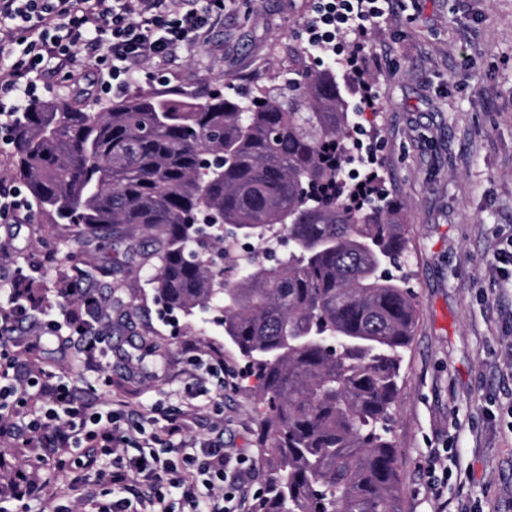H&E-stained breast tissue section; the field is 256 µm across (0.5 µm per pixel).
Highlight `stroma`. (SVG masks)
Segmentation results:
<instances>
[{
    "label": "stroma",
    "instance_id": "1",
    "mask_svg": "<svg viewBox=\"0 0 512 512\" xmlns=\"http://www.w3.org/2000/svg\"><path fill=\"white\" fill-rule=\"evenodd\" d=\"M313 0H224L207 42L139 65L128 94L203 96L283 85L289 69H320L305 49ZM365 81L375 109L360 121L377 146L388 198L408 230L410 286L418 317L405 353L393 438L402 512H512V276L494 254L512 238V0H395L389 18L365 42ZM97 67L48 77L41 99L90 112L109 103L93 80ZM52 254L34 276L37 297L53 299L58 278L86 274L106 314L98 369L79 373L56 337L22 328L9 347L18 360L65 381L85 379L101 402L113 397L178 412L186 387L197 398L189 438L220 439L251 467L240 512H252L268 482L259 404L243 380L240 356L224 340L217 306L168 311L155 298L152 263L141 235L111 255L84 245L72 226L0 223V246ZM121 272H112L113 262ZM224 361V391L206 367ZM33 472L46 494L7 502L8 512H56L58 486L72 478L51 461L19 454L0 439V488L16 468Z\"/></svg>",
    "mask_w": 512,
    "mask_h": 512
}]
</instances>
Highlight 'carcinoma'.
I'll list each match as a JSON object with an SVG mask.
<instances>
[{
  "mask_svg": "<svg viewBox=\"0 0 512 512\" xmlns=\"http://www.w3.org/2000/svg\"><path fill=\"white\" fill-rule=\"evenodd\" d=\"M355 139L336 75L316 70L248 102L36 100L10 135L54 223L101 250L150 239L143 258L171 309L222 302L263 408L270 483L253 512H400L392 426L417 304L385 269L406 261L399 207L342 178Z\"/></svg>",
  "mask_w": 512,
  "mask_h": 512,
  "instance_id": "1",
  "label": "carcinoma"
}]
</instances>
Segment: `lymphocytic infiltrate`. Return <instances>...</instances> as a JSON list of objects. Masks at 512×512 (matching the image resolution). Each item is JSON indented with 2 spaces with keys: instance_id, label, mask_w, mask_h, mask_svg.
Segmentation results:
<instances>
[{
  "instance_id": "f902f5d3",
  "label": "lymphocytic infiltrate",
  "mask_w": 512,
  "mask_h": 512,
  "mask_svg": "<svg viewBox=\"0 0 512 512\" xmlns=\"http://www.w3.org/2000/svg\"><path fill=\"white\" fill-rule=\"evenodd\" d=\"M393 0H316L307 20V47L343 58L351 76L359 74L357 53L337 42L338 34L364 36L379 27ZM221 7L218 0H0V61L10 74L11 98L0 97V130L11 131L19 112L38 100L42 74L80 66L78 55L89 50L106 52L112 60L98 73L96 85L104 93H124L132 67L141 59L164 58L177 49L205 44ZM360 111H368L374 98L364 82ZM44 262L29 261L14 268L9 280L0 279V335H12L27 317L32 300L22 288L29 273L43 270ZM73 284L56 290L58 317L42 327L77 337L79 352L95 358L99 336L68 300ZM163 421L162 433L146 432V422ZM189 414H170L159 406L134 409L122 401L101 404L89 388L55 379L45 372L23 379L19 372L0 367V431L13 435L23 446L49 454H65L76 468H92L94 457L110 460L111 470L96 471L97 482L112 484L115 498L90 492L80 500L88 512H225L217 489L236 487L240 471L230 470V455L221 442L201 444L199 451L181 459L165 448L188 445Z\"/></svg>"
}]
</instances>
